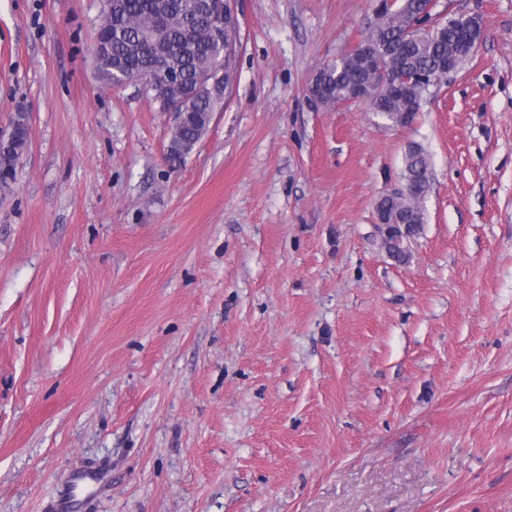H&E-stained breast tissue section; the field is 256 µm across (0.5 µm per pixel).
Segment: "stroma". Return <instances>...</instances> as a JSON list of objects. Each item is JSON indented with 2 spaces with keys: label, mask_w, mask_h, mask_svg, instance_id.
I'll list each match as a JSON object with an SVG mask.
<instances>
[{
  "label": "stroma",
  "mask_w": 512,
  "mask_h": 512,
  "mask_svg": "<svg viewBox=\"0 0 512 512\" xmlns=\"http://www.w3.org/2000/svg\"><path fill=\"white\" fill-rule=\"evenodd\" d=\"M449 2L486 36L398 127L308 93L375 0H234L171 167L169 116L98 75L101 0H0V512H512V0ZM413 143L399 263L375 205ZM224 95L223 88L219 98L214 94L198 96L193 98L191 105L186 106L182 112H174L175 106H179V104L171 105L165 110V112H170L171 120L174 124H176L182 113H189L180 122V126L173 134L171 145L167 148L166 157L172 165L182 163L205 135L211 123L212 115L220 106ZM23 119V117L16 115L12 120V125H14L16 148L11 150L7 149L6 151L0 149V175L1 173L6 172L13 177L15 173V166L28 145V122ZM18 149L20 152H18ZM402 180L405 183H412L419 192L410 201L403 203H391L389 208L393 214H398L410 221L408 224V235L413 237L424 222V210L422 200L425 191L429 187L430 162L425 150L418 144L409 145L405 156L402 171Z\"/></svg>",
  "instance_id": "stroma-1"
}]
</instances>
